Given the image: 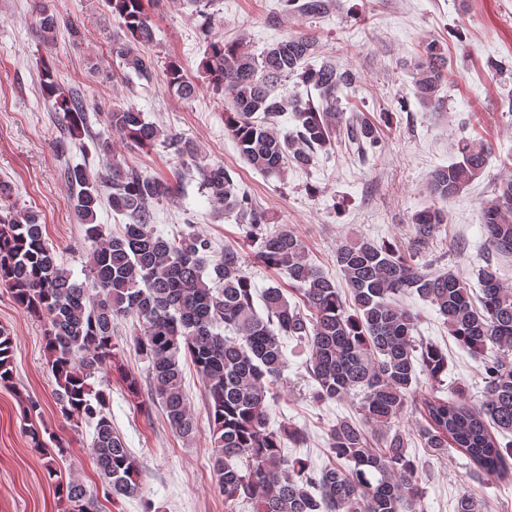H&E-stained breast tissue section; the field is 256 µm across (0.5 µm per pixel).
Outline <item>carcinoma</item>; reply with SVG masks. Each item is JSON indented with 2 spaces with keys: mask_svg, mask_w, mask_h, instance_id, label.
Instances as JSON below:
<instances>
[{
  "mask_svg": "<svg viewBox=\"0 0 512 512\" xmlns=\"http://www.w3.org/2000/svg\"><path fill=\"white\" fill-rule=\"evenodd\" d=\"M118 22L112 53L137 77L151 81L156 63L141 51L155 39L144 0H105ZM337 0H279L283 14L322 18ZM204 17L206 50L200 63L212 91L227 99L224 124L242 159L268 176L287 168L307 170L317 151L335 146L346 131L357 144L359 159L369 162L381 145L380 124L359 113L339 109L344 91H356L359 77L336 61L309 64L319 52L318 39L289 33L256 55L239 42L211 36L214 18ZM47 41L60 25L58 14L44 0L36 16ZM448 59L437 40L414 57V93L426 107H444L440 96L447 82ZM297 77L319 92V103L285 100L275 94L284 78ZM163 77L179 98L190 100L198 83L176 61L166 64ZM43 93L53 111L62 114L71 137L89 130L84 98L63 89L50 67L42 65ZM292 113L295 122L281 132L278 118ZM110 125L139 146L157 142L180 158H193L189 142L144 118L133 106L112 107ZM459 160L433 170L427 192L435 204L412 216V243L404 253L391 243L367 238L336 244V265L343 284L329 278L306 256V246L293 232L268 228L270 218L247 192H238L221 165L201 169V187L209 198L248 225L258 244L256 258L288 276L305 309L291 305L283 289L261 294L266 316L254 306L245 258L232 248L224 259L207 266L208 238L181 233L166 238L152 228L150 204L170 192L159 179L112 162L108 178L92 176L76 165L67 170L70 204L85 226L90 243L87 279L79 281L58 261L44 237L36 214L0 208V288L44 325L48 365L67 419L95 423L92 455L105 494L113 499L134 497L141 489L140 460L112 429L106 412L110 394L94 388L93 380L116 361L113 322L131 317L137 328L128 342L149 362L151 397L160 403L176 434L197 433L186 402L181 359L190 361L206 380L211 463L224 497L225 512L240 501L253 512H413L421 493L417 462L408 453L407 434L398 418L408 408L421 416L419 436L435 456L455 448L471 461L470 476L512 472V287L500 281L492 258H512V177L495 184L493 197L482 202L479 220L491 258L480 273L479 304L470 288L452 272L415 262L420 250L448 223L440 204L462 194L485 171L491 147L463 136ZM107 198L112 212L130 219L118 236L96 223L97 209ZM417 294L443 317L448 334L482 359L484 399L477 407L464 391L451 398L436 394L448 373V353L415 336L420 317L400 305ZM233 333L216 332L218 326ZM308 348L307 369L316 382L314 399L344 397L359 389L360 419L340 418L329 430L333 463L314 471L307 461L283 454L285 442H304L295 427H269L268 394L285 368L282 339ZM13 341L0 327V384L13 380ZM428 381L416 391L417 373ZM46 469L57 477L56 493L63 512H98L95 492L79 480L57 476L52 461ZM455 512H487L486 504L463 491Z\"/></svg>",
  "mask_w": 512,
  "mask_h": 512,
  "instance_id": "1",
  "label": "carcinoma"
}]
</instances>
